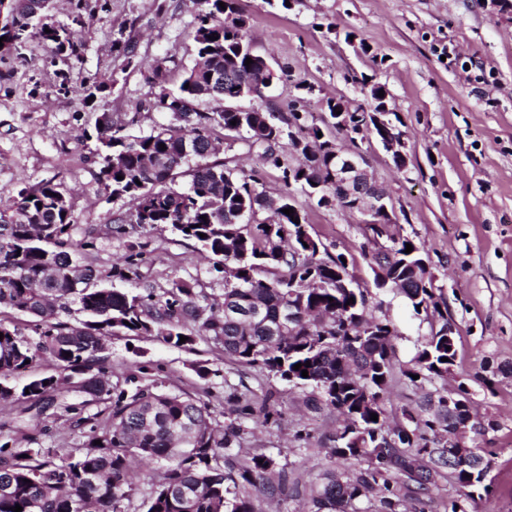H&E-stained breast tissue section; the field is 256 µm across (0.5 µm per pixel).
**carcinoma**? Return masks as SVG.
<instances>
[{"label": "carcinoma", "mask_w": 512, "mask_h": 512, "mask_svg": "<svg viewBox=\"0 0 512 512\" xmlns=\"http://www.w3.org/2000/svg\"><path fill=\"white\" fill-rule=\"evenodd\" d=\"M53 3L0 0V38L6 37L0 62L21 55L34 28L49 48L50 61L81 57L83 43L70 28L40 23ZM197 4L196 59L179 93L163 86L162 65L153 67L150 78L158 88L152 105L171 114L174 123L130 137L121 113L99 112L94 131H83V137L96 138L99 181L132 203V210L115 217V223L129 224L134 232L167 225L215 257L214 270H232L233 282L224 283L221 314L202 317L199 293L181 279L166 288L144 283L137 293L103 286L144 279L142 245H128L123 265L95 269L89 262L93 242L72 239V206L59 185L46 181L15 194L1 193L0 306L36 321L26 335L0 320V401L55 407V393L77 376L87 398L65 405L64 412L76 425L90 427L82 446L63 454L54 448H23L14 438L0 441V480L11 483L9 493H0V512H12L17 504L22 512H128L135 495L129 476L134 458L160 466L159 473L144 474L149 492L141 512H260L251 489L269 499L293 496L287 472L272 456L255 452L239 459L244 423L254 412L266 423L280 416L273 395H265L257 409L240 406L223 423L200 398L167 391L149 378L145 363L129 372L124 384L114 385L103 371L101 353L104 337L116 334L158 336L175 347L182 335L187 345L210 338L238 365L259 367L291 389L308 388L313 408L343 416L344 425L331 438L330 457L345 462L347 469L326 471L307 512H408L402 509L407 499L414 502L413 512H434L432 488L439 479H450L455 487L440 512H468L475 493H489L478 467L487 450L476 448L450 462L445 448L448 426L469 419L467 405L456 404L448 412V390L440 387L420 407L388 406L397 371L415 387L447 380L448 365L456 357L448 353V342L431 332L410 364L396 367V326L370 312L361 289L336 286L340 272L353 280L344 255L320 250L310 236L305 242L297 237L299 226L308 222L297 209L300 225L283 213L293 207L289 193L269 197L259 190L257 172L236 173L222 162L206 161L220 153L222 140L213 136L219 128L226 138L241 139L256 150L260 163L282 169L285 188L310 190L321 184L344 196L346 191L336 185L335 107L327 105L321 127L306 125L300 112H268L260 106L195 110L194 100H224L234 92L235 81L259 73L266 61L251 48L248 20L237 0ZM212 33L218 39H209ZM248 57L253 60L249 66ZM110 89L106 79L96 77L85 86V99L102 98ZM293 127L304 132L302 162L280 165L293 141ZM323 127L330 135L321 141ZM183 168L189 187L167 186ZM262 211L272 212L273 219L259 218ZM408 243L412 240L392 239L377 265L398 272V293L415 315H425L439 329L448 322V311L440 305L430 257L417 246L406 252ZM351 297L355 302L349 305ZM73 305L86 316L76 325L60 320ZM256 309L261 318L248 320ZM446 356L451 361H442ZM46 359L62 373L35 377L21 387L10 382ZM298 363L301 369L296 370ZM101 400L109 401L110 412L94 422L86 411ZM373 413L378 420H371Z\"/></svg>", "instance_id": "cac0c4a2"}]
</instances>
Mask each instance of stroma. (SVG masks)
Here are the masks:
<instances>
[{
  "mask_svg": "<svg viewBox=\"0 0 512 512\" xmlns=\"http://www.w3.org/2000/svg\"><path fill=\"white\" fill-rule=\"evenodd\" d=\"M248 18L254 49L287 68L265 89L262 103L273 112L304 101L313 119L330 99L369 105L371 85H383L401 120L405 168H397L376 137L350 141L362 151L376 182L388 194L398 222L392 233L410 238L428 253L435 284L456 325L455 362L448 389L465 387L485 433L468 432L470 448H489L492 490L474 505L476 512H512V12L494 0H238ZM196 0H112V9L86 18L79 33L81 60L50 66L48 49L31 37L22 55L0 66V191L53 181L68 191L75 239L86 227L99 229L93 251L97 269L106 270L125 254L126 237L103 232L113 217L127 213L128 197L105 190L92 161L96 142L83 132L94 125L83 102L88 77L112 81L106 109L133 116L128 134L145 135L170 122L167 113L146 110L147 79L155 64L166 70L165 87L178 91L196 58L191 36ZM136 45L138 67H125L110 51L115 38ZM70 91H56L57 72ZM306 212L308 231L330 254H343L350 272L397 326L396 356L408 364L417 340L430 331L405 299L376 289L371 231L363 217L337 206L311 205L294 192ZM141 271L166 284L180 278L197 283L208 298L222 297L223 281L193 241L169 227L144 232ZM104 364L120 381L127 370L150 362L168 391L204 394L219 420H226L225 398L238 391L245 400L278 396L282 417L248 421L243 448L263 451L279 465L304 463L306 486L318 484L331 462L326 450L339 422L336 412L306 404L305 390L288 388L256 368L234 364L221 345L202 338L175 347L156 336L110 337ZM309 437L295 439L298 430ZM0 433L30 436L39 445L65 451L80 446L79 430L66 413L36 415L23 403L0 406Z\"/></svg>",
  "mask_w": 512,
  "mask_h": 512,
  "instance_id": "1",
  "label": "stroma"
}]
</instances>
